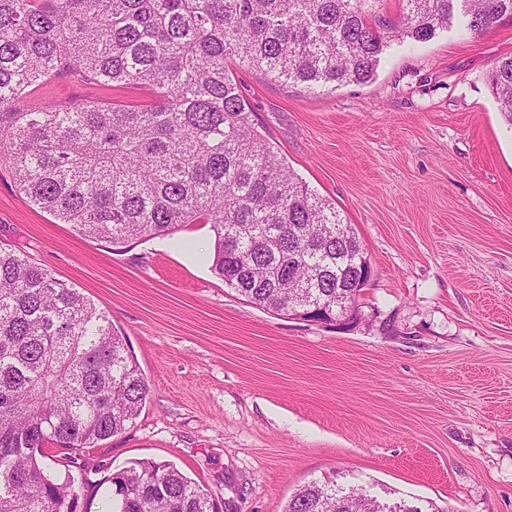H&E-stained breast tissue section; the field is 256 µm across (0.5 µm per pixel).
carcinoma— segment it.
Wrapping results in <instances>:
<instances>
[{"mask_svg":"<svg viewBox=\"0 0 512 512\" xmlns=\"http://www.w3.org/2000/svg\"><path fill=\"white\" fill-rule=\"evenodd\" d=\"M0 0V160L29 204L81 236L122 244L209 224L212 271L262 308L291 315L308 290L319 319L348 309L368 259L351 225L286 166L256 127L235 79L334 89L372 79L388 41L430 40L459 13L479 34L512 0ZM140 85L126 107H16L52 77ZM512 130V57L489 76ZM149 385L126 338L78 289L0 248V512H88L41 458L48 443L93 448L139 415ZM106 512H216L208 490L170 463L139 459L106 478ZM286 512H423L334 480Z\"/></svg>","mask_w":512,"mask_h":512,"instance_id":"obj_1","label":"carcinoma"}]
</instances>
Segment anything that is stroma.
Wrapping results in <instances>:
<instances>
[{
	"instance_id": "1",
	"label": "stroma",
	"mask_w": 512,
	"mask_h": 512,
	"mask_svg": "<svg viewBox=\"0 0 512 512\" xmlns=\"http://www.w3.org/2000/svg\"><path fill=\"white\" fill-rule=\"evenodd\" d=\"M512 20L462 18L390 43L365 83L329 92L241 69L254 119L355 229L372 277L339 329L255 306L211 271L191 224L122 245L33 208L0 163V247L79 289L120 329L150 385L134 424L93 448L46 445L103 512L100 475L174 464L219 512H285L336 479L424 512H512V133L487 76ZM154 100L53 78L20 108Z\"/></svg>"
}]
</instances>
